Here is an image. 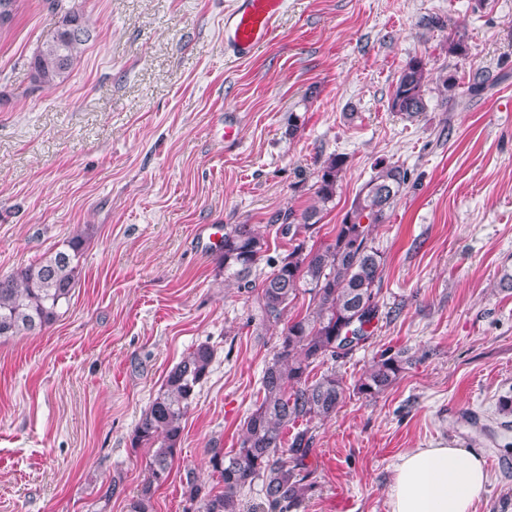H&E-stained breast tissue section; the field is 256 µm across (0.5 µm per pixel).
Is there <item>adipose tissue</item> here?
<instances>
[{
	"label": "adipose tissue",
	"mask_w": 512,
	"mask_h": 512,
	"mask_svg": "<svg viewBox=\"0 0 512 512\" xmlns=\"http://www.w3.org/2000/svg\"><path fill=\"white\" fill-rule=\"evenodd\" d=\"M487 482L485 460L474 450L416 448L394 468L390 512H474Z\"/></svg>",
	"instance_id": "adipose-tissue-1"
}]
</instances>
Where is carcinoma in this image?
<instances>
[{"mask_svg": "<svg viewBox=\"0 0 512 512\" xmlns=\"http://www.w3.org/2000/svg\"><path fill=\"white\" fill-rule=\"evenodd\" d=\"M56 15L29 61L34 86L65 82L89 40L88 20L65 0H52ZM469 36L457 29L448 34V55H465ZM427 62L406 61L392 87L389 109L414 119L427 109ZM348 157L332 154L315 182L317 200L334 198L347 169ZM408 182V171L379 161L374 174L359 189L336 234L329 242L308 244L317 227L318 209L278 216L289 248L281 258H265L266 241L252 224H226L217 264L224 278L240 288L257 290L256 311L261 324H277L303 292L310 295L305 313L283 325L276 350L260 380L262 401L246 417L238 448H210L209 463L220 487H209L192 470L186 471L183 495L195 512H242L240 496L259 486L263 512H296L315 482L307 460L312 452L314 424L336 415L348 387L336 371L315 374L332 360L344 359L374 332L378 319L379 286L384 257L374 246V224H383ZM89 229L72 236L65 246L36 262L0 276V338L26 336L49 327L69 303L80 278V258ZM273 265L258 273L261 262ZM215 351L207 343L193 347L166 375L137 422L131 445L149 448L147 476L127 504V512H151L155 492L171 475L181 447L184 420L198 389L208 379ZM410 364L408 351L384 349L353 386L356 393L375 398L392 386Z\"/></svg>", "mask_w": 512, "mask_h": 512, "instance_id": "1", "label": "carcinoma"}]
</instances>
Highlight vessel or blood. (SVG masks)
<instances>
[{"instance_id": "1", "label": "vessel or blood", "mask_w": 512, "mask_h": 512, "mask_svg": "<svg viewBox=\"0 0 512 512\" xmlns=\"http://www.w3.org/2000/svg\"><path fill=\"white\" fill-rule=\"evenodd\" d=\"M285 4L286 0H238L236 8L225 18L227 48L238 57L250 55L269 39Z\"/></svg>"}]
</instances>
